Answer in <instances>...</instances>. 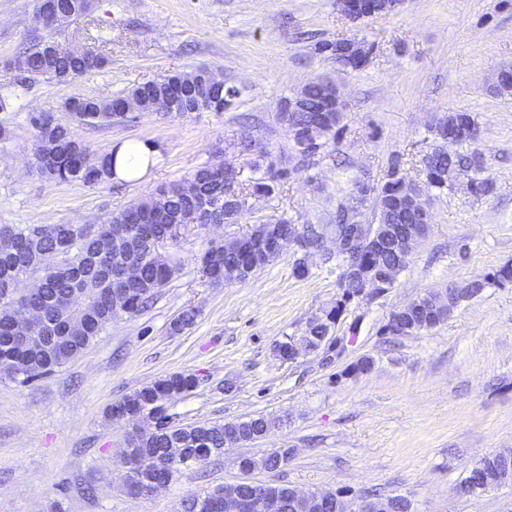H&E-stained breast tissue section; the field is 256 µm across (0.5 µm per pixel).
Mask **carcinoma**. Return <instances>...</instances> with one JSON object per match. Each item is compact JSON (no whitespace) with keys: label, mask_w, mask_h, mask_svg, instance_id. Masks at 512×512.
Here are the masks:
<instances>
[{"label":"carcinoma","mask_w":512,"mask_h":512,"mask_svg":"<svg viewBox=\"0 0 512 512\" xmlns=\"http://www.w3.org/2000/svg\"><path fill=\"white\" fill-rule=\"evenodd\" d=\"M37 8L55 17L65 14L70 18L84 15L88 9L87 0H37ZM26 69L17 79L15 86L28 87L29 82L42 77L59 82L74 79L91 70L100 68L105 60L87 51L83 54L71 52L50 55L46 51V40L34 41L24 52ZM329 83L323 80L312 81L302 90V109L291 113V119L299 129H309L320 120L329 128L327 140L320 145L326 148L329 141L336 139L339 128L333 112H320L318 108L328 98ZM188 92L194 101L208 112H222L221 100L228 94L237 97L240 91H216L212 86L197 84L196 71L162 76L131 88L109 100L95 97L74 96L64 102L73 121L93 127H110L114 124L137 122L142 113L125 112L122 100L135 94L147 101L163 100L165 114H182L181 94ZM36 130L35 144L47 142L52 150L47 159L32 153V165L46 179L56 183L81 181L85 184L106 182L114 176L115 158L113 153L97 154L83 141L72 135L70 129L55 121L50 112L30 118ZM443 125L455 134L454 144L463 145L471 142L476 130L475 119L469 112H453L441 119ZM462 169L478 182V189L488 190L487 180L482 178L485 170L482 154L476 150L450 151L448 142L434 144L422 158V184L429 192L439 193L448 189V166ZM250 175L244 181L237 180L238 201L231 207H224V171L211 165H204L195 170L191 182L196 192L187 193L184 182L171 183L159 189L160 202L155 198L132 203L100 225L97 235L84 237L78 224H13L15 243L0 250V371L13 377L17 376L14 367H22L26 383L38 377L50 375L70 361L66 355L51 357L41 344L35 343L28 349L18 352L10 344L9 337L14 335L15 308L23 304L37 310L41 321L35 329L43 335L48 323L62 324L63 318L71 313L70 297L78 288L94 289L96 293L87 300L91 310L82 334L93 342L101 332L112 324V298L107 294L109 285L99 281L103 272L115 273L127 263L138 266V281L131 285L133 290L132 316L142 314L148 307L155 293L168 284L179 270V259L170 253L166 260H156L153 249L157 238L174 242L167 230L168 223L159 218V212L166 209L172 213L190 214L197 217L200 224L207 223L210 209L225 210L226 222L236 224L248 210L244 202L256 194L268 195L275 191L281 178L288 169L277 167L274 161L265 164L257 160H248ZM400 176L395 170L390 171L387 180L375 189L374 207L378 212V221L393 226L399 233H404L411 224H425L429 219L415 215L402 203L399 192ZM120 235L133 244V249L118 260L108 248L112 236ZM253 233L227 238L209 246L199 257L203 274L211 282L224 281V267L250 265L260 271L270 263V258L255 255L249 251ZM44 259L38 269L40 283L38 291L33 294L6 295L5 291L15 288V280L28 270L33 260ZM398 255L392 251L379 249L372 252L366 249L363 265H374L380 272L397 261ZM360 293V288L348 283L340 288L335 304L323 311L315 321L309 323L306 336L312 347L317 348L324 342L325 336L336 325L342 314L347 311L353 297ZM431 293L427 292L416 298L417 315L408 324L407 333L417 335L432 329L436 324L447 320L429 306ZM196 311L186 308L170 323L173 332L180 333L194 324ZM198 386L192 374H174L159 378L151 384L132 391L126 399L134 404L139 415L159 414L167 410L158 429L142 436L134 448L123 449L122 455L133 453L149 462V468L136 472L124 470V485L129 487L145 479L171 482L182 466H190L188 458L199 448L211 451V458L217 460L224 455V442L228 438L246 444L265 436L272 423L259 414L236 420L181 424L170 413V393L176 390L191 392ZM287 449H273L261 458H245L241 461L247 470H265L278 472L283 468ZM497 483L499 486L512 484L503 480V474L492 462L484 466L472 467L462 479V483L477 485L479 482ZM220 491L216 487L192 495L183 500L182 512H209L203 507V501ZM287 485L275 482L270 485L272 498L271 512H293L292 502L286 498Z\"/></svg>","instance_id":"1"}]
</instances>
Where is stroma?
I'll return each mask as SVG.
<instances>
[{"instance_id":"1","label":"stroma","mask_w":512,"mask_h":512,"mask_svg":"<svg viewBox=\"0 0 512 512\" xmlns=\"http://www.w3.org/2000/svg\"><path fill=\"white\" fill-rule=\"evenodd\" d=\"M36 0H0V92L20 72L13 62L31 41L91 48L105 65L68 82L39 78L0 110V224H100L160 186L189 180L224 158V143L250 131L289 176L275 193L253 198L239 223L186 227L175 252L180 269L142 315L113 321L59 372L23 384L0 372V512H180L183 499L243 480L238 454L260 457L294 448L278 475L303 490L375 489L410 497L417 512H512V486L479 496L454 492L473 464L512 448V283L489 285L431 331L387 342L390 312L425 291L492 276L512 265V92L497 77L512 68V0H401L394 11L359 21L336 0H95L92 11L50 29L34 22ZM364 41L358 69L339 66L318 46ZM205 67L238 87L221 112L91 127L63 108L74 95L109 99L160 74ZM327 79L344 101L335 142L310 162L290 155L291 134L277 113L309 82ZM58 122L103 153L156 144L153 166L135 181L58 184L37 174L31 115ZM471 113L474 143L492 188L458 184L426 196L430 231L394 288L374 303L353 302L336 325L344 335L363 322L345 360H280L274 346L304 335L310 319L336 301L339 271L322 256L294 274L295 247L248 281L214 285L198 258L211 243L287 218L332 224L356 183L380 186L391 170L421 180V159L435 121ZM195 324L170 330L184 308ZM363 355L365 376L345 370ZM191 372L199 386L174 398L186 423L264 415L263 438L226 451L219 466L182 469L149 498L127 494L120 457L125 423L112 403L158 378Z\"/></svg>"}]
</instances>
